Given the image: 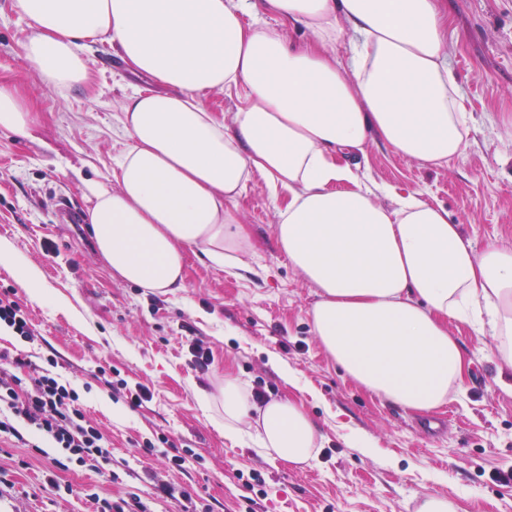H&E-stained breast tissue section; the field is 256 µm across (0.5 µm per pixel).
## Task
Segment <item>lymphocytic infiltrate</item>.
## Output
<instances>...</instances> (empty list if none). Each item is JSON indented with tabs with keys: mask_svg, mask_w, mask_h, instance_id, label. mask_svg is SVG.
<instances>
[{
	"mask_svg": "<svg viewBox=\"0 0 512 512\" xmlns=\"http://www.w3.org/2000/svg\"><path fill=\"white\" fill-rule=\"evenodd\" d=\"M27 364L20 353L0 350V438L23 445L32 436L50 440L58 450L51 464L58 470L74 462L110 464V452L99 429L87 420L77 388L47 368L22 378L18 371Z\"/></svg>",
	"mask_w": 512,
	"mask_h": 512,
	"instance_id": "f902f5d3",
	"label": "lymphocytic infiltrate"
}]
</instances>
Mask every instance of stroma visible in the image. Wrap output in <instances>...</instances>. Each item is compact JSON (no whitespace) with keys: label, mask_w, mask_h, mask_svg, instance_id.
I'll use <instances>...</instances> for the list:
<instances>
[{"label":"stroma","mask_w":512,"mask_h":512,"mask_svg":"<svg viewBox=\"0 0 512 512\" xmlns=\"http://www.w3.org/2000/svg\"><path fill=\"white\" fill-rule=\"evenodd\" d=\"M31 33L16 0H0V80L34 101L27 133L0 130V240L36 267L48 299L34 297L0 264V289H12L35 336L20 341L0 330V349L28 355L30 368L57 370L85 399L87 419L112 451L110 466L71 464L52 471L45 451L1 448L0 512H95V497H135L149 512H181L189 492L196 512H416L422 496L457 502L462 512H512V394L499 382L489 328L450 324L466 360L462 391L429 412L383 399L349 378L312 330L317 290L279 248L274 227L287 194L272 196L252 174L238 206L250 231L244 267L228 272L187 251L185 286L161 294L113 275L89 224L58 226L57 198L90 208L91 183L104 180L128 143L123 105L154 80L130 71L114 48L94 44L97 65L84 87L58 95L18 54ZM448 64L471 115L467 145L441 167H423L378 141L358 156L363 185L381 204L414 195L442 205L462 224L475 250L512 246V0H448ZM199 337L214 360L191 366L188 345ZM295 385H288L284 372ZM266 400L304 405L323 440L311 463L294 465L260 450L255 432L224 438L217 411L201 392H216L225 375ZM150 387L153 398L130 408L105 380ZM165 435L193 449L184 469L144 453V439ZM176 495L158 499L157 484Z\"/></svg>","instance_id":"obj_1"}]
</instances>
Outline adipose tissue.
Returning <instances> with one entry per match:
<instances>
[{
  "label": "adipose tissue",
  "mask_w": 512,
  "mask_h": 512,
  "mask_svg": "<svg viewBox=\"0 0 512 512\" xmlns=\"http://www.w3.org/2000/svg\"><path fill=\"white\" fill-rule=\"evenodd\" d=\"M17 6L32 25L20 55L57 93L89 82L97 41L166 87L127 98L129 142L110 183L90 187L95 245L122 280L176 292L190 249L240 267L249 232L236 201L257 172L289 191L275 237L317 288L312 330L349 377L407 409L438 408L463 386L452 322L488 324L512 369V247L475 250L445 208L412 195L383 206L349 164L373 140L425 167L462 152L470 118L448 65L440 0ZM290 28L307 41L290 43ZM232 86L247 99L227 123L203 97ZM33 122L32 103L0 82V129L25 132ZM339 181L351 190L334 191ZM219 395L226 439L252 421L266 451L295 465L315 459L320 434L302 404H257L229 376Z\"/></svg>",
  "instance_id": "adipose-tissue-1"
}]
</instances>
